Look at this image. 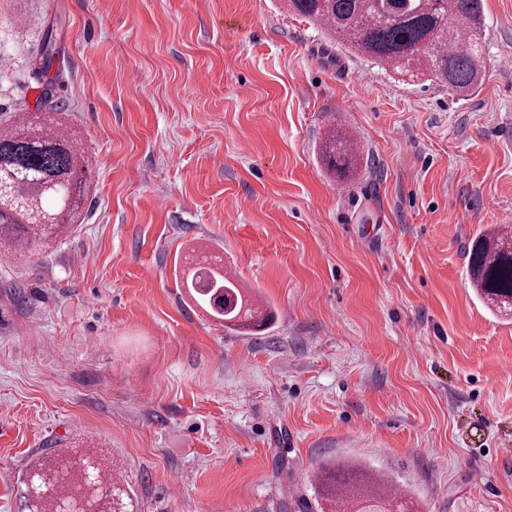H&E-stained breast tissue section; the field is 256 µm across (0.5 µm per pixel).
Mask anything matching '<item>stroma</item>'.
<instances>
[{
  "label": "stroma",
  "instance_id": "35a3bbf8",
  "mask_svg": "<svg viewBox=\"0 0 512 512\" xmlns=\"http://www.w3.org/2000/svg\"><path fill=\"white\" fill-rule=\"evenodd\" d=\"M483 13L463 97L282 0H0V129L49 107L92 170L79 224L0 259V512L56 449L97 451L134 512H321L324 462L411 512H512V317L467 269L512 225V0ZM335 121L361 152L342 181ZM215 257L268 330L189 297ZM320 152L327 172L339 178L345 177L360 157L357 142L340 125H334L328 131Z\"/></svg>",
  "mask_w": 512,
  "mask_h": 512
}]
</instances>
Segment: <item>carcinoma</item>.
I'll return each mask as SVG.
<instances>
[{"label":"carcinoma","instance_id":"1","mask_svg":"<svg viewBox=\"0 0 512 512\" xmlns=\"http://www.w3.org/2000/svg\"><path fill=\"white\" fill-rule=\"evenodd\" d=\"M289 9L324 26L329 36L350 50L399 74H425L457 94L480 84L487 57L479 42L482 0H286ZM463 42L457 50L454 45ZM59 51L46 31L40 68L49 74ZM327 172L340 178L359 162L357 142L334 125L321 145ZM89 165L76 138L35 112H21L0 130V185L14 197L0 199V245L31 256L52 238L70 231L81 218ZM471 283L486 304L512 313V234L484 232L468 248ZM194 301L208 307L227 328L261 331L273 321L269 307L251 305L239 285L201 265L187 281ZM69 455L42 458L26 470L22 512H130L121 479L105 473L102 458L87 451L82 470H68ZM315 480L327 502L343 512H395L396 498L386 492L381 474L356 468L340 474L332 466L318 469Z\"/></svg>","mask_w":512,"mask_h":512}]
</instances>
